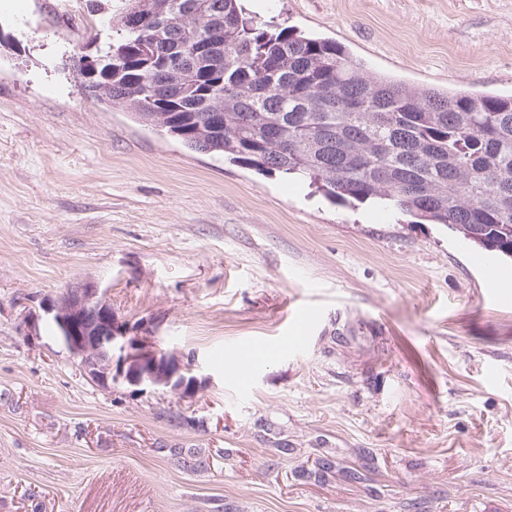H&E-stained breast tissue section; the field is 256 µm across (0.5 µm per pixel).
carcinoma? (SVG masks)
Listing matches in <instances>:
<instances>
[{
	"mask_svg": "<svg viewBox=\"0 0 512 512\" xmlns=\"http://www.w3.org/2000/svg\"><path fill=\"white\" fill-rule=\"evenodd\" d=\"M107 2L102 101L189 150L371 199L512 260V95L369 76L335 41L271 33L239 0H130L140 26Z\"/></svg>",
	"mask_w": 512,
	"mask_h": 512,
	"instance_id": "carcinoma-1",
	"label": "carcinoma"
}]
</instances>
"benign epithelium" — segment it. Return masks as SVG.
I'll use <instances>...</instances> for the list:
<instances>
[{"instance_id": "1", "label": "benign epithelium", "mask_w": 512, "mask_h": 512, "mask_svg": "<svg viewBox=\"0 0 512 512\" xmlns=\"http://www.w3.org/2000/svg\"><path fill=\"white\" fill-rule=\"evenodd\" d=\"M101 59L82 56V92L98 97L104 85L96 81ZM42 310L59 331L58 340L79 361L92 383L110 388L123 383L134 387H170L194 390L196 381H187L184 365L173 354L159 349L149 327L141 334L119 321L104 293L94 284L71 288L43 302Z\"/></svg>"}]
</instances>
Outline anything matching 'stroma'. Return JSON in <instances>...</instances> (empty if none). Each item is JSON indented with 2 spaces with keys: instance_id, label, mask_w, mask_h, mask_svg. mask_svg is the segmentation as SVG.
Returning <instances> with one entry per match:
<instances>
[{
  "instance_id": "obj_1",
  "label": "stroma",
  "mask_w": 512,
  "mask_h": 512,
  "mask_svg": "<svg viewBox=\"0 0 512 512\" xmlns=\"http://www.w3.org/2000/svg\"><path fill=\"white\" fill-rule=\"evenodd\" d=\"M242 6L370 75L512 93V0ZM102 27L86 0H0V512H512V277L444 225L85 97ZM87 283L188 360L192 395L85 377L41 303Z\"/></svg>"
}]
</instances>
